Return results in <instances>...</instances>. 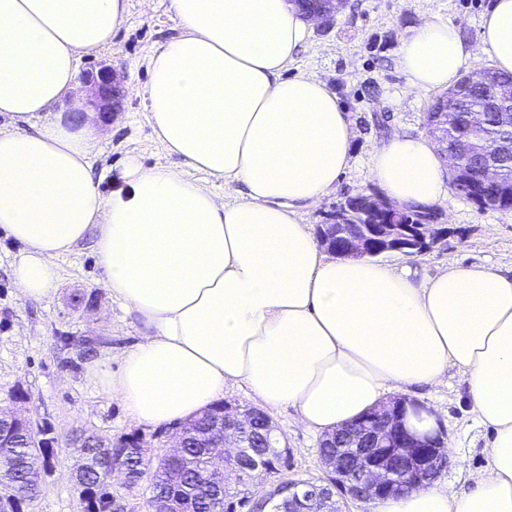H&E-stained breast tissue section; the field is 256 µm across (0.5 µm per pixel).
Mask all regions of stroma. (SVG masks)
<instances>
[{
	"label": "stroma",
	"mask_w": 512,
	"mask_h": 512,
	"mask_svg": "<svg viewBox=\"0 0 512 512\" xmlns=\"http://www.w3.org/2000/svg\"><path fill=\"white\" fill-rule=\"evenodd\" d=\"M491 0H347L344 12L332 25H314L308 45L289 64V74L315 73L336 91L354 129L352 158L335 190L306 215L311 226L324 223L327 212L348 196L380 194L370 172L373 152L393 132L425 135L424 116L435 91L407 93L406 77L397 65L399 48L411 30L432 17L454 25L470 44H477L482 17ZM169 0H129V13L114 34L110 49L83 56L80 71L113 66L121 76L122 106L104 123L94 161L93 176L102 194H110L112 180L128 158L144 167L177 165L153 140L149 114L136 87L148 78L147 58L157 45L177 36L180 23L168 8ZM436 209L449 229L445 241L416 256L420 273L431 275L449 264H483L512 269V210L478 209L449 192ZM20 247L0 232V407L10 406L9 394L23 388L29 403L20 410L54 432L58 463L45 477L39 495L24 512H85L70 479L76 455L67 439L85 429L107 439L140 435L151 459L167 449L157 427L133 422L122 403L105 394L88 375L89 365L102 357L120 359L134 344L141 324L100 286L94 238H86L60 256L54 294L40 299L22 298L14 284L12 267ZM91 296V307H74L71 297ZM73 343H64V335ZM100 336L104 342L86 351L77 339ZM406 398L440 414L444 440L450 441V463L438 477L450 491L472 487L471 475L484 468L491 439L467 402L466 387L456 370H449L445 384L414 387ZM292 455L295 476L320 477L325 467L318 453L319 435L300 425L290 408H268Z\"/></svg>",
	"instance_id": "stroma-1"
}]
</instances>
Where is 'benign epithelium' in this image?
<instances>
[{
    "label": "benign epithelium",
    "mask_w": 512,
    "mask_h": 512,
    "mask_svg": "<svg viewBox=\"0 0 512 512\" xmlns=\"http://www.w3.org/2000/svg\"><path fill=\"white\" fill-rule=\"evenodd\" d=\"M84 83L91 87L92 96L86 107L104 114L115 111V93L120 88V76L111 67L103 66L88 73ZM420 224H361L354 225V213L347 208L333 210L326 223L318 226V242L341 258L360 259L385 252L407 255L423 254L444 240L448 229L438 224V213L423 209ZM406 399L394 396L379 405L364 421V426L351 431L346 452L353 458L356 478L327 471L323 478H284L262 490H251L248 498L224 500V512H261L278 507L281 512H345L350 502H367L391 493L416 490L430 483L446 469L449 457L440 440L429 435L413 436L390 421ZM259 408H240L228 403L212 414L213 442L226 445L233 439L235 448L244 447L243 430ZM276 426L267 419L264 438L270 452L279 460V470H291L290 449L280 446L275 436ZM404 462L402 474L395 473L391 460ZM271 475V466L262 457L250 458L241 477L249 483L257 475Z\"/></svg>",
    "instance_id": "7a95c632"
}]
</instances>
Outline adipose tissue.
Instances as JSON below:
<instances>
[{
    "mask_svg": "<svg viewBox=\"0 0 512 512\" xmlns=\"http://www.w3.org/2000/svg\"><path fill=\"white\" fill-rule=\"evenodd\" d=\"M169 9L182 31L152 49L137 93L155 141L184 167L128 160L106 196L92 174L96 128L57 107L83 55L111 46L128 0H0V115L12 123L0 129V231L21 247V295L50 296L58 258L96 233L101 286L143 332L119 368L106 357L89 375L147 426L195 416L243 384L326 434L387 391L438 386L456 369L493 435L472 489L436 483L365 512H512V272L457 264L427 276L407 261L325 253L301 213L335 189L353 129L325 80L287 73L310 19L290 0ZM483 54L512 75V0H493L474 46L423 20L398 64L408 89H445ZM370 171L402 206L448 194L427 137L393 132Z\"/></svg>",
    "mask_w": 512,
    "mask_h": 512,
    "instance_id": "ef3b65f1",
    "label": "adipose tissue"
}]
</instances>
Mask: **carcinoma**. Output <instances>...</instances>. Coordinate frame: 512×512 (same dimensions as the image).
<instances>
[{"label":"carcinoma","mask_w":512,"mask_h":512,"mask_svg":"<svg viewBox=\"0 0 512 512\" xmlns=\"http://www.w3.org/2000/svg\"><path fill=\"white\" fill-rule=\"evenodd\" d=\"M502 78L492 71L490 81L484 86H473L459 80L447 93L431 104L425 115V127L442 124L443 136L438 142L441 153L448 154V174L455 192L480 209H512V124L505 121L503 113L512 110V102L495 101L490 89ZM458 96L455 109L448 110V95ZM495 167L500 176L499 187L475 195L464 189L466 180L478 167ZM377 199L368 195L348 197L343 204L367 217ZM207 412L188 418L185 426L183 448L176 458L164 457L154 463L144 459L135 448H123L121 439L106 441L90 432H82L73 442L82 464L75 472L74 487L79 496L85 497L87 512H105L112 502V492L105 483V471L117 463L129 483H148L150 495L148 509L165 500L174 499L184 512H224V497H237L248 492L247 484L234 481L224 488H216L205 480L207 460L218 448H203L200 438L210 426ZM263 416L250 422L247 456H261L265 450L262 429ZM3 432L9 447L0 454L12 459V472L8 482L0 485V506L8 512H23V507L39 494L41 480L53 471L55 451L47 437V429L33 426L29 421H3Z\"/></svg>","instance_id":"1"}]
</instances>
